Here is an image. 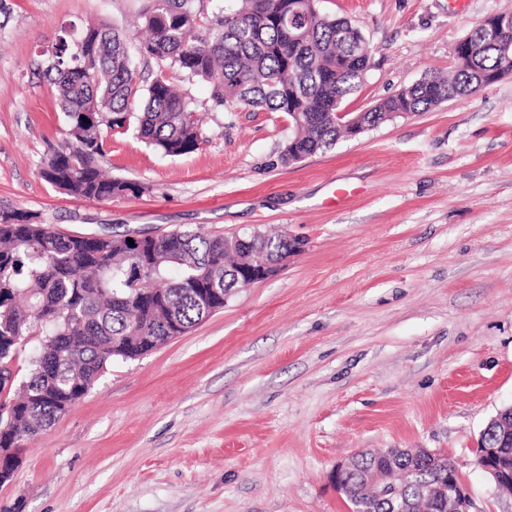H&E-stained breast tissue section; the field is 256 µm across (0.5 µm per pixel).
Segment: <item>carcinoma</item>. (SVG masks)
<instances>
[{"label": "carcinoma", "instance_id": "cac0c4a2", "mask_svg": "<svg viewBox=\"0 0 512 512\" xmlns=\"http://www.w3.org/2000/svg\"><path fill=\"white\" fill-rule=\"evenodd\" d=\"M140 17L149 36L139 53L157 65L140 85L127 33L113 26L62 29L43 60L57 92L69 139L39 170L40 177L75 200L110 202L137 196V184L105 176L97 166L105 137L133 132L146 145L179 156L199 149L194 102L173 79L199 80L212 100L232 111L263 108L288 115L296 133L281 152L285 165L334 145L335 113L357 92L371 50L360 29L320 10V0H144ZM298 8L288 19V5ZM471 30L468 58L450 75L428 73L361 117L375 127L400 113L426 112L488 84V75L512 70L508 55ZM91 48L90 65L75 59L76 43ZM156 264L127 236L95 238L58 231L20 208L0 209V448L26 444L83 398L115 359L132 360L181 336L206 313L202 293L239 287L224 278L237 255L224 237L182 230L147 239ZM174 267L179 275L167 277ZM30 370L14 369L32 339ZM375 453L356 455L351 508L364 512H424L418 484L454 483L445 457L423 459L413 482L371 486L361 472Z\"/></svg>", "mask_w": 512, "mask_h": 512}]
</instances>
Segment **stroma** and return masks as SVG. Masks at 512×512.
<instances>
[{
  "label": "stroma",
  "instance_id": "obj_1",
  "mask_svg": "<svg viewBox=\"0 0 512 512\" xmlns=\"http://www.w3.org/2000/svg\"><path fill=\"white\" fill-rule=\"evenodd\" d=\"M0 30V209L70 234L252 229L302 240L273 276L186 334L117 359L28 443L0 512H350L332 478L354 452L448 456L470 512H512L476 465L512 404V73L474 96L404 115L285 165L280 112L189 94L198 150L168 156L112 136L99 166L138 196L74 200L41 180L67 139L37 71L62 27L135 32L142 0H5ZM371 50L363 112L429 72L512 0H321ZM351 191L336 207L337 188Z\"/></svg>",
  "mask_w": 512,
  "mask_h": 512
}]
</instances>
